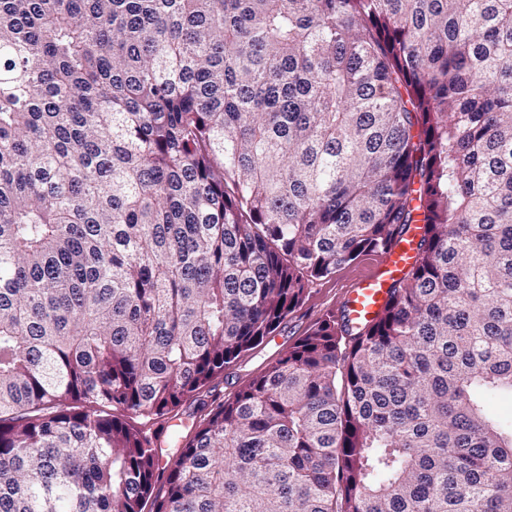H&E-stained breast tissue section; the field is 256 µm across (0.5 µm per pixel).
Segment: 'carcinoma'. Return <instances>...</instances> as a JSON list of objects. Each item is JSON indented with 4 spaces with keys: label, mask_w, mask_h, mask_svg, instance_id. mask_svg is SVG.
<instances>
[{
    "label": "carcinoma",
    "mask_w": 512,
    "mask_h": 512,
    "mask_svg": "<svg viewBox=\"0 0 512 512\" xmlns=\"http://www.w3.org/2000/svg\"><path fill=\"white\" fill-rule=\"evenodd\" d=\"M504 395L512 0H0V512H512ZM413 255L412 246L402 242L383 255L376 265L379 255L365 254L357 261L343 266L331 279L317 282L313 286V297L302 309L288 318L281 331L262 345L245 353L236 364L224 372V381L215 392L217 397L222 400L262 373L267 365L288 347V344L303 336L327 310H337L347 287L374 267L346 291L342 303L350 319L359 323L372 321L383 308L391 284L412 262Z\"/></svg>",
    "instance_id": "1"
}]
</instances>
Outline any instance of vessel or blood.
Here are the masks:
<instances>
[{"label": "vessel or blood", "instance_id": "1", "mask_svg": "<svg viewBox=\"0 0 512 512\" xmlns=\"http://www.w3.org/2000/svg\"><path fill=\"white\" fill-rule=\"evenodd\" d=\"M414 252L407 243H399L381 257L373 270L361 277L345 294L343 305L350 319L372 321L383 308L394 280L411 263Z\"/></svg>", "mask_w": 512, "mask_h": 512}]
</instances>
